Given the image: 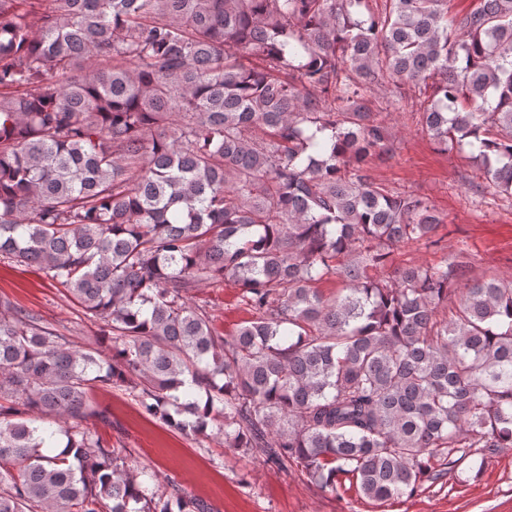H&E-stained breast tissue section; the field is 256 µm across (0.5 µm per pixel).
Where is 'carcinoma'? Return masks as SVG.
<instances>
[{
  "mask_svg": "<svg viewBox=\"0 0 512 512\" xmlns=\"http://www.w3.org/2000/svg\"><path fill=\"white\" fill-rule=\"evenodd\" d=\"M42 2L0 0V255L111 336L81 347L0 299V512H219L138 480L98 385L337 498L512 448V281L393 266L442 220L372 175L392 148L368 99L422 97L438 148L512 197V0ZM226 278L251 315L232 336L186 298Z\"/></svg>",
  "mask_w": 512,
  "mask_h": 512,
  "instance_id": "carcinoma-1",
  "label": "carcinoma"
}]
</instances>
